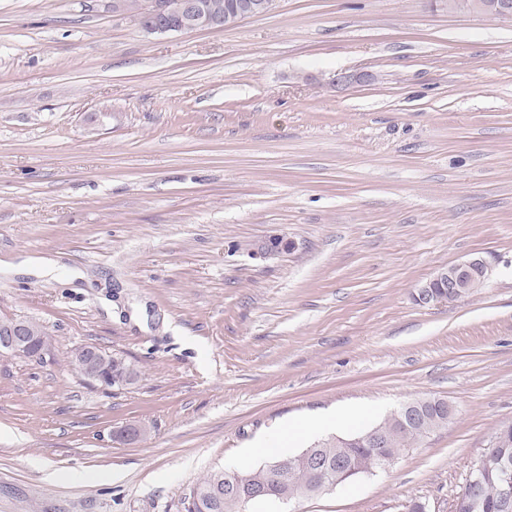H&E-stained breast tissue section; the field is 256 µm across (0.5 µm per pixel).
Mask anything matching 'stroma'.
I'll return each mask as SVG.
<instances>
[{"label": "stroma", "mask_w": 512, "mask_h": 512, "mask_svg": "<svg viewBox=\"0 0 512 512\" xmlns=\"http://www.w3.org/2000/svg\"><path fill=\"white\" fill-rule=\"evenodd\" d=\"M274 235L289 249L260 254ZM24 255L61 268L16 274ZM476 256L477 292L415 302ZM3 314L54 348L0 356V512H184L280 426L428 397L446 426L293 508L453 512L512 422V20L278 0L151 35L109 0H0ZM85 344L137 382L88 381L68 363Z\"/></svg>", "instance_id": "35a3bbf8"}]
</instances>
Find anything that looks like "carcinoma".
Listing matches in <instances>:
<instances>
[{"label":"carcinoma","mask_w":512,"mask_h":512,"mask_svg":"<svg viewBox=\"0 0 512 512\" xmlns=\"http://www.w3.org/2000/svg\"><path fill=\"white\" fill-rule=\"evenodd\" d=\"M208 12L222 18L228 13L243 8L248 0H202ZM112 374L105 375L107 382L115 380L135 381L138 372L123 356L114 354L108 359ZM420 409L417 420L403 427L397 421L399 411H394L378 422L387 439L385 448H367L350 442V439L364 432L359 429L348 434V443L336 444V438L328 437L313 446L310 460L300 455L276 456L283 462V468L273 469L270 465L237 470L229 476L222 470H215L199 479L184 499L185 512H239L236 495L228 486L240 480L251 487L265 489L268 494L258 496L255 501H277L282 496L301 498L311 488L321 487L329 479L344 485L352 476L336 470V461L343 460L350 469L373 468L378 464V454L398 457L403 451L414 447L426 434L448 423V402L432 398L417 400ZM483 456L488 459L509 457L512 459V422L504 423L495 431L489 448ZM512 493V479L506 480L501 473L487 470L477 483L465 482L458 493L454 512H499L498 505L504 491Z\"/></svg>","instance_id":"obj_1"}]
</instances>
